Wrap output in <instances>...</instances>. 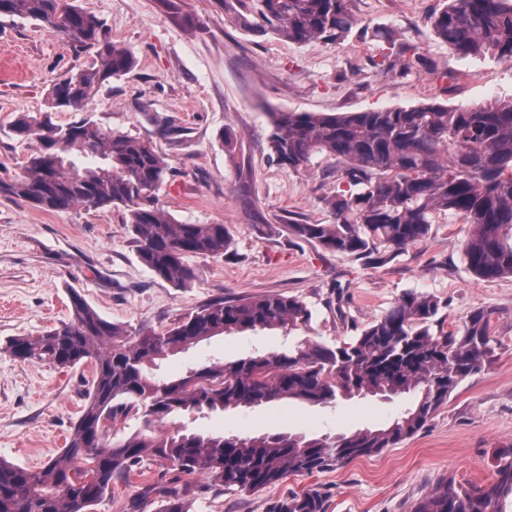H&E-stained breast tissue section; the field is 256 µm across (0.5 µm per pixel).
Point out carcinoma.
I'll return each instance as SVG.
<instances>
[{"instance_id":"1","label":"carcinoma","mask_w":512,"mask_h":512,"mask_svg":"<svg viewBox=\"0 0 512 512\" xmlns=\"http://www.w3.org/2000/svg\"><path fill=\"white\" fill-rule=\"evenodd\" d=\"M244 5L238 10L235 4ZM353 0H224V12L253 33L296 43L344 39L360 25ZM0 14L44 23L91 63L54 84L42 116L23 115L15 136H38L41 147L14 175L0 177V199L45 210L76 204L123 210L138 258L176 288L196 278L188 258L228 253L222 224H189L165 214L156 193L170 174L151 141L114 133L90 120L66 125L51 113L80 111L106 83L129 73V49L112 43L103 23L75 0H0ZM436 37L463 57L512 59V0H447L428 17ZM267 149L272 162L298 169L318 154L336 163L342 188L325 199L333 222L288 220V233L334 253L394 258L425 240L440 215L469 225L464 259L485 280L512 275V100L459 107L430 102L340 114L271 112ZM98 159L78 167L73 157ZM71 319L39 336H13L1 350L21 361L73 368L94 362L87 401L62 452L32 470L0 458V512H92L112 482L164 462L177 474H203L234 491L257 492L290 475L339 469L414 436L448 402L462 381L494 352L492 312L472 311L448 329L439 299L406 292L350 341L309 340L284 351L233 362L205 363L178 379L156 367L214 336L271 327H300L313 311L280 293L217 300L167 329L132 335L99 315L74 288ZM415 394L393 420L331 436L246 435L177 430L157 436L154 425L192 412L245 410L281 400L314 405ZM142 417L141 429L115 441L112 421ZM236 437L241 446H228ZM512 500V448L497 453L494 478L463 485L445 480L411 512H504ZM188 512L186 489L141 487L129 512ZM325 495L307 490L278 500L270 512H327Z\"/></svg>"}]
</instances>
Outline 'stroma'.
<instances>
[{
    "mask_svg": "<svg viewBox=\"0 0 512 512\" xmlns=\"http://www.w3.org/2000/svg\"><path fill=\"white\" fill-rule=\"evenodd\" d=\"M136 65L105 84L83 112H58L60 124L90 119L148 138L173 173L159 204L177 220L222 224L228 254L194 257L191 286L158 279L139 260L122 211L78 204L48 211L0 199V342L38 335L70 319L68 289L102 317L131 331H161L212 301L282 293L313 310L297 330L217 336L161 364L166 377L206 361L282 351L301 339L330 346L381 317L403 294L440 299L449 328L479 307L491 309L495 351L464 380L427 425L394 448L334 471L292 475L266 489L225 491L206 476L182 477L190 512H269L288 495L323 492L328 512H411L444 479H492L495 455L512 448V277L483 280L463 256L468 227L440 217L424 241L374 264L292 238L286 217L328 224L336 193L327 159L294 171L267 160L269 111L340 114L431 101L483 105L512 98V59L462 58L427 23L443 0H354L369 36L294 43L244 31L222 0H77ZM391 33L392 43L373 30ZM79 52L45 24L0 15V176L20 171L40 148L17 139L12 124L46 108L53 84L85 67ZM237 144L227 153L225 136ZM341 307L327 309L331 289ZM91 365L61 368L0 352V457L36 469L59 453L84 405ZM404 401L363 399L335 406L282 400L223 414L192 413L158 424L243 434L335 435L385 423Z\"/></svg>",
    "mask_w": 512,
    "mask_h": 512,
    "instance_id": "35a3bbf8",
    "label": "stroma"
}]
</instances>
